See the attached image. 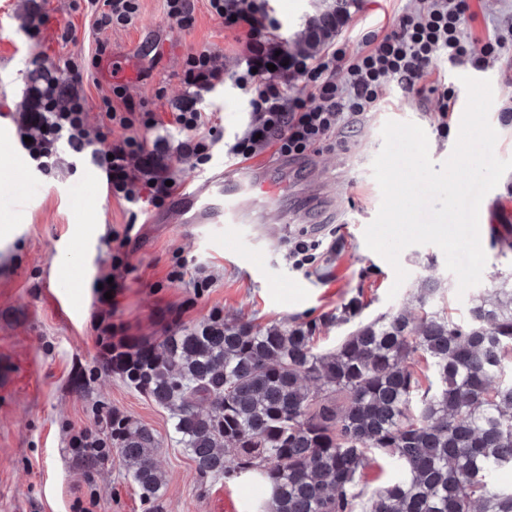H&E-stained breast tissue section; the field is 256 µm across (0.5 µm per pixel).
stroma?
Here are the masks:
<instances>
[{
	"label": "stroma",
	"mask_w": 512,
	"mask_h": 512,
	"mask_svg": "<svg viewBox=\"0 0 512 512\" xmlns=\"http://www.w3.org/2000/svg\"><path fill=\"white\" fill-rule=\"evenodd\" d=\"M30 0H0V128L8 132L0 153V512H146L117 455L85 468L68 445L70 433L85 430L108 437L112 410L153 428L162 440L156 452L165 472L166 512H255L269 497L256 480L200 477L188 452L176 441L170 414L118 376L101 370L102 344L95 326L111 315L124 336H160L208 320L213 313L257 327L285 325L296 318L335 312L361 297L372 319L396 310H414L413 293L424 279L455 283L444 255L433 245L405 249L400 262L409 277L396 297L391 265L369 250L364 230L376 217L381 192L371 165L382 147L386 121H411L429 140L434 163H443L455 144L461 112L447 133L437 126V98L421 99L391 86L386 102L321 144L305 158L282 165L262 154L246 169H287V182L274 194L251 196L240 224H183L170 211L150 210L128 227L123 205L107 192L96 168H71L61 156L55 175L36 172L22 150L16 123L42 61L63 66L87 55L96 41L107 42L121 63L133 98L165 87L170 104L185 97L178 74L190 50L209 48L224 58L226 73L243 64L245 39L211 15L206 0L196 2V23L188 31L173 26L161 0H140L134 26L109 29L88 39L83 12L72 0H45L51 22L40 40L21 28ZM322 0H269L280 28L275 41L288 45L304 34ZM413 0H354L336 39L353 53L365 35L389 32ZM76 38L60 40L65 24ZM490 79L494 102L489 121L498 133L497 157L512 158V116L502 106L512 100V58L477 70L452 65L448 80L458 96V78ZM225 138L240 132L251 109L232 83L207 95ZM512 225V171L482 201L479 220L487 257L483 284L512 275V249L493 243L490 229ZM131 231L127 264L113 288L115 310L100 302L99 282L112 263L106 240ZM320 241L318 262L304 269L288 260V240ZM183 263L184 279L168 273ZM213 271L216 282L196 291L197 266Z\"/></svg>",
	"instance_id": "stroma-1"
}]
</instances>
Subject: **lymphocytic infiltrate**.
I'll use <instances>...</instances> for the list:
<instances>
[{
	"label": "lymphocytic infiltrate",
	"mask_w": 512,
	"mask_h": 512,
	"mask_svg": "<svg viewBox=\"0 0 512 512\" xmlns=\"http://www.w3.org/2000/svg\"><path fill=\"white\" fill-rule=\"evenodd\" d=\"M83 2L97 31L132 25L139 13V0ZM208 4L225 28L245 33L249 55L232 80L247 100L251 118L241 133L228 139L212 111L193 104L177 108L171 126L184 136L177 159L202 171L219 144L225 158L239 163L266 151L291 160L303 157L351 119L376 111L393 82L423 98L436 96L437 130L447 133L457 95L446 81L434 78L437 59L484 69L512 56V26L479 39L463 34L461 24L472 15L471 0H419L389 33L365 37L356 54L346 55L330 43L320 54L290 62L270 50L277 23L265 0ZM108 53L107 43L100 41L89 58L67 60L63 73L41 67V84L26 103L19 134L30 139L25 151L36 171L51 175L59 154L68 152L75 163L100 171L108 192L134 219L144 208H164L176 192L177 174L164 163L160 142L145 137L162 124L159 108L166 90L160 87L151 97L136 100L126 84L116 82L98 105H90L83 86ZM180 80L205 93L223 86L219 53H187ZM117 128L123 135L116 139L112 133Z\"/></svg>",
	"instance_id": "lymphocytic-infiltrate-1"
}]
</instances>
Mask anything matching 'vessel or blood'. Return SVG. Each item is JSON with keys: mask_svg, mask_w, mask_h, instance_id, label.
I'll return each mask as SVG.
<instances>
[{"mask_svg": "<svg viewBox=\"0 0 512 512\" xmlns=\"http://www.w3.org/2000/svg\"><path fill=\"white\" fill-rule=\"evenodd\" d=\"M272 187L268 176L239 169L223 170L183 195L180 217L187 224H237L241 221L244 198L254 190Z\"/></svg>", "mask_w": 512, "mask_h": 512, "instance_id": "vessel-or-blood-1", "label": "vessel or blood"}]
</instances>
